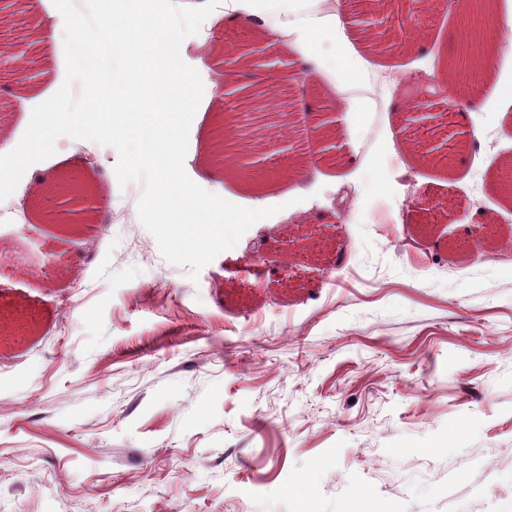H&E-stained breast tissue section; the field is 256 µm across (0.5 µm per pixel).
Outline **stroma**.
<instances>
[{
  "label": "stroma",
  "mask_w": 512,
  "mask_h": 512,
  "mask_svg": "<svg viewBox=\"0 0 512 512\" xmlns=\"http://www.w3.org/2000/svg\"><path fill=\"white\" fill-rule=\"evenodd\" d=\"M351 2L324 17L321 0L285 6L290 32L322 24L294 52L266 17L183 40L187 61L225 66L238 99L304 56L331 63L287 112L214 100L191 124L192 181L279 208L198 276L162 257L114 148L59 138L18 183L22 216L0 219V512H512V194L498 180L512 67L449 124L439 70L460 13L393 0L424 34L377 55ZM39 19L62 16L52 0H0V47L23 45L33 70L23 94L0 65L6 139L25 132L27 97L65 78L64 43H46ZM241 40L264 48L261 65L225 55ZM399 73L414 81L395 92ZM225 119L261 178L214 155ZM284 121L297 136L273 144ZM330 147L348 165L319 164ZM68 176L108 210L37 223L34 180Z\"/></svg>",
  "instance_id": "stroma-1"
}]
</instances>
